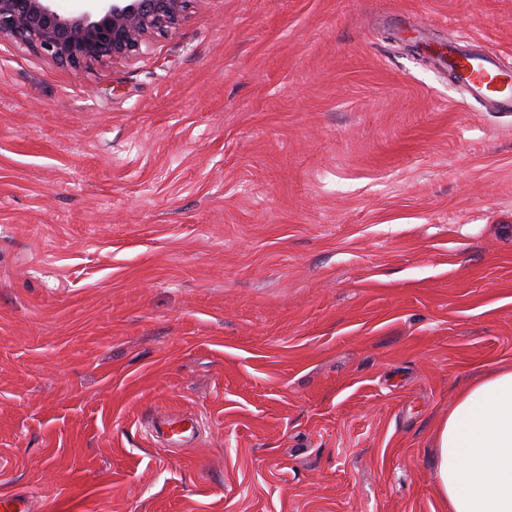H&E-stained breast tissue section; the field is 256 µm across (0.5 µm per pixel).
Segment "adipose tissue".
Here are the masks:
<instances>
[{
    "label": "adipose tissue",
    "mask_w": 512,
    "mask_h": 512,
    "mask_svg": "<svg viewBox=\"0 0 512 512\" xmlns=\"http://www.w3.org/2000/svg\"><path fill=\"white\" fill-rule=\"evenodd\" d=\"M434 455L445 512H512V369L459 395Z\"/></svg>",
    "instance_id": "obj_1"
}]
</instances>
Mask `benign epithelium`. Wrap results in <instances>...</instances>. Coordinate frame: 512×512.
I'll return each mask as SVG.
<instances>
[{"mask_svg": "<svg viewBox=\"0 0 512 512\" xmlns=\"http://www.w3.org/2000/svg\"><path fill=\"white\" fill-rule=\"evenodd\" d=\"M54 0H0V38L72 67L126 61L178 29L195 0H86L61 14Z\"/></svg>", "mask_w": 512, "mask_h": 512, "instance_id": "1", "label": "benign epithelium"}]
</instances>
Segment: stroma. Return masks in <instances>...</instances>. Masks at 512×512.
<instances>
[{
    "mask_svg": "<svg viewBox=\"0 0 512 512\" xmlns=\"http://www.w3.org/2000/svg\"><path fill=\"white\" fill-rule=\"evenodd\" d=\"M400 13L512 68V0H194L80 69L0 39V497L444 512L438 428L512 368V113ZM197 421L195 420H178V419H163L159 423V427L165 428V434L171 446L185 447L187 439L191 438V434L197 429Z\"/></svg>",
    "mask_w": 512,
    "mask_h": 512,
    "instance_id": "stroma-1",
    "label": "stroma"
}]
</instances>
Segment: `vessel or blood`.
Here are the masks:
<instances>
[{"mask_svg":"<svg viewBox=\"0 0 512 512\" xmlns=\"http://www.w3.org/2000/svg\"><path fill=\"white\" fill-rule=\"evenodd\" d=\"M444 64L455 82L473 99L488 102L492 111L512 112V70L492 54L466 45L450 46ZM170 445L186 446L197 425L192 420H161Z\"/></svg>","mask_w":512,"mask_h":512,"instance_id":"b4317fda","label":"vessel or blood"}]
</instances>
